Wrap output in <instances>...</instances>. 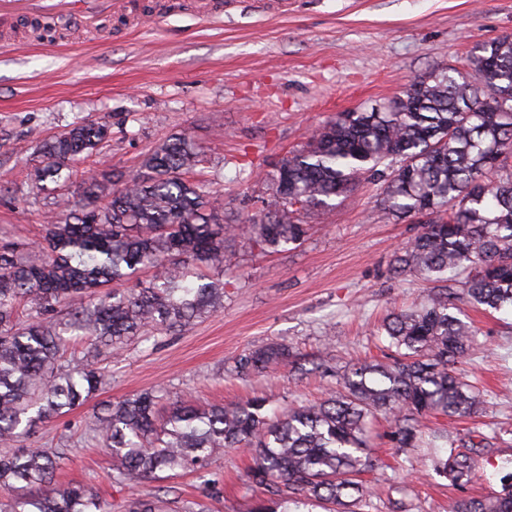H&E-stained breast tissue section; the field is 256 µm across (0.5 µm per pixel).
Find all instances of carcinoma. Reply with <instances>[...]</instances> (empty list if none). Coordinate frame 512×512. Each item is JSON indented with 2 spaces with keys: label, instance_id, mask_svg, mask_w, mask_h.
Listing matches in <instances>:
<instances>
[{
  "label": "carcinoma",
  "instance_id": "1",
  "mask_svg": "<svg viewBox=\"0 0 512 512\" xmlns=\"http://www.w3.org/2000/svg\"><path fill=\"white\" fill-rule=\"evenodd\" d=\"M469 62V73L417 77L378 109L337 115L282 158L266 177L262 213L243 221L224 223L209 185L185 178L203 150L182 132L145 156L142 174L83 179L79 203L47 222L44 245L23 253L1 246L0 491L10 498L0 512H112L91 486H51L69 449L28 444L38 424L83 405L111 377L94 355L65 357L72 336L83 333L116 354L155 331L189 325L224 297L227 242L242 238L265 252L296 244L307 232L298 211L328 206L367 175L383 181L387 215L422 218L421 231L396 253L394 273L439 284L419 307L384 321L397 356L352 366L324 401L273 416L262 398L208 408L175 403L163 421L156 392L116 402L92 426L115 459L112 483L190 471L204 478L207 498L219 493L206 478L211 460L244 448L250 486L271 489L285 504L341 505L364 495L356 476L372 466L369 418L387 416L394 443L410 448L423 416L477 411L480 393L457 372L474 332L449 309L457 300L489 312L512 308V35L477 45ZM109 133L102 117L72 123L44 145L47 163L35 181L59 176ZM146 269L150 278L136 287H110ZM287 358L275 346L244 353L236 373ZM476 465L451 454L442 468L460 482ZM162 510L160 497L129 505V512ZM452 512H512V482L496 497L461 499Z\"/></svg>",
  "mask_w": 512,
  "mask_h": 512
}]
</instances>
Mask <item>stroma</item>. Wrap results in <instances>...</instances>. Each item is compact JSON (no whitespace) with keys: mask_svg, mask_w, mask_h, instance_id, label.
<instances>
[{"mask_svg":"<svg viewBox=\"0 0 512 512\" xmlns=\"http://www.w3.org/2000/svg\"><path fill=\"white\" fill-rule=\"evenodd\" d=\"M224 17L188 8L143 29L113 20L93 39L65 44L17 37L0 47V243L40 245L63 200L101 171L138 173L168 136L188 131L204 149L189 179L209 183L226 221L263 209L266 185L289 151L341 112L398 96L416 77L467 70L477 44L512 34V0H286L266 11L259 0H224ZM108 117L109 137L58 182L38 185L42 146L79 117ZM383 184L368 179L331 207L301 212V243L266 253L243 240L227 248L224 299L188 328L132 343L121 356L102 351L108 384L85 405L40 426L31 445L72 453L55 485H93L100 498L126 505L164 493L167 501L202 499L193 473L160 472L135 488L112 484L114 461L89 431L93 412L143 391L160 409L186 401L206 406L264 398L269 411L321 400L344 370L391 352L382 324L410 308L431 285L394 274L395 251L420 229L380 206ZM477 332L461 366L485 404L468 419L441 414L420 421L415 447H396L390 425H367L373 465L359 479L368 492L354 512H451L462 498L501 492L512 474V312L465 304ZM272 345L286 363L236 374L235 358ZM472 434L478 472L455 484L438 467L450 437ZM249 458L228 449L209 469L218 495L206 512H250L269 499L245 487Z\"/></svg>","mask_w":512,"mask_h":512,"instance_id":"35a3bbf8","label":"stroma"}]
</instances>
